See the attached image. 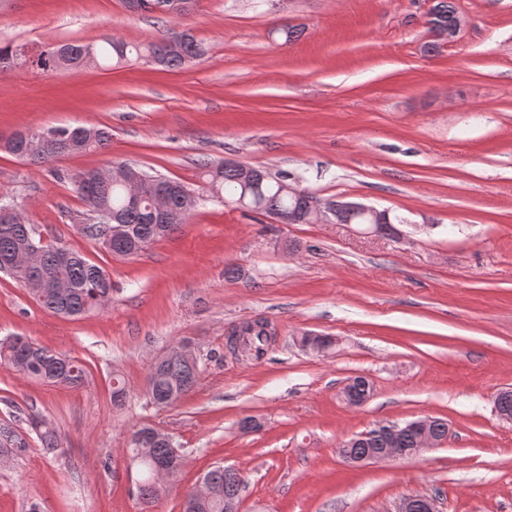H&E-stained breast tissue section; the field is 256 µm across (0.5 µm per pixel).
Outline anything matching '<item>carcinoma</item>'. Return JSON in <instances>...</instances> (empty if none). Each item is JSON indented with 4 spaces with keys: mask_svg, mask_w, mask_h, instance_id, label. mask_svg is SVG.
<instances>
[{
    "mask_svg": "<svg viewBox=\"0 0 512 512\" xmlns=\"http://www.w3.org/2000/svg\"><path fill=\"white\" fill-rule=\"evenodd\" d=\"M172 0H126L127 7L134 13H157L174 16L171 11ZM457 15V9L450 0H437L433 13L426 24L432 26H448ZM87 45L65 43L52 45L37 54L33 65L42 71L58 68L77 69L86 65ZM94 57L102 60L112 59L121 63L131 57L151 56L163 67L179 68L189 60H196L206 54L204 45L189 34L173 36L163 34L147 45L128 44L105 33L99 37V43L93 45ZM85 136L78 139L73 136V128L35 129V132L46 137L48 146L34 153L30 161L37 165H50L59 159L73 155L98 151L105 148L111 135L105 128L84 126ZM205 176L212 190L228 194L231 203L238 201L242 191L239 168L222 165L213 168L205 166ZM288 176L265 173V178L250 190L246 204L252 212L271 216L281 224H309L313 220L312 212L319 199L303 190L297 196L287 190ZM176 188L184 191L187 198L180 195L171 196L167 203V212L173 216V223L168 225V233H174L185 223L189 214L197 206V198L187 186L176 182ZM73 190L90 207V210L101 209L112 213V223L126 225V238L112 243L109 253L116 255L123 248L137 247L142 242H151L160 238L156 234L153 216L162 207L152 193L142 191L141 204L135 207L131 203V192L128 186L116 180L106 184L94 179L83 181L80 176L73 180ZM0 260L8 253L18 249L36 246L41 250V262L35 268H27L12 274V278L23 285L33 277L42 279L63 278L68 282V291L64 294L48 292L40 305L51 312L64 316L79 318L95 310L105 308L112 300V280L106 270L90 261L81 252L69 250L70 258L66 262L58 261L57 245L53 241L41 244L42 236L34 225L30 224L23 211L11 202H1L0 211ZM336 221L341 224H366L370 218L352 209L339 208L334 211ZM110 226L107 224L89 223L83 225V235L96 242L108 237ZM268 347L263 331H258L243 343L245 355L249 359H261ZM0 358L6 360L22 375L46 383L78 385L85 378V368L77 359L54 353L22 336H13L0 341ZM199 369L197 361L179 355H173L161 363L151 366L147 397L155 406L165 408L174 401L194 389L197 384ZM37 414L26 416L29 431L36 435L42 447L58 450V438L54 430L43 426L37 428L34 421ZM133 434L141 436L137 447L131 449L137 458L142 473L138 487L140 496L147 498L153 495L151 476L153 466L168 459L170 449L157 439L154 428L141 426L134 429ZM417 433L414 430L403 431L398 438L386 432L379 433L368 441H359L345 448L349 455L372 453L379 455L386 448H414ZM28 450V440L14 425L3 422L0 424V452L8 451L14 457H21ZM211 485V494L205 499H197L188 494L185 497L183 512H224V502L239 498L243 487L240 473L230 467L217 465L206 474Z\"/></svg>",
    "mask_w": 512,
    "mask_h": 512,
    "instance_id": "carcinoma-1",
    "label": "carcinoma"
}]
</instances>
